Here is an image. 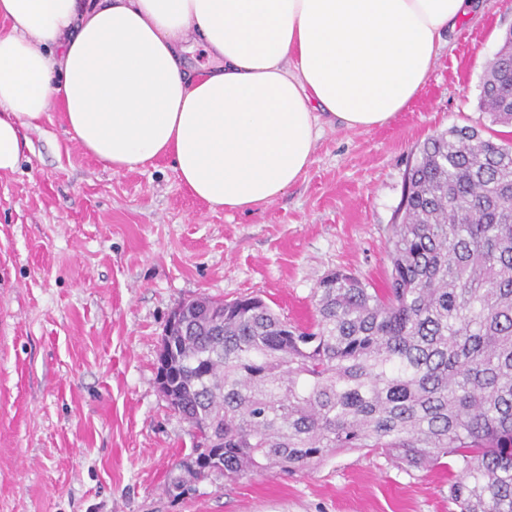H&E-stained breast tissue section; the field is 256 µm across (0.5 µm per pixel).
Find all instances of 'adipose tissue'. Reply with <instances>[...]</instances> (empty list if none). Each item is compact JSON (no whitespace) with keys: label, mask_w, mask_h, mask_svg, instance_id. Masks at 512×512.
<instances>
[{"label":"adipose tissue","mask_w":512,"mask_h":512,"mask_svg":"<svg viewBox=\"0 0 512 512\" xmlns=\"http://www.w3.org/2000/svg\"><path fill=\"white\" fill-rule=\"evenodd\" d=\"M474 0H0V173L52 103L113 171L169 156L210 208L284 195L325 126L405 110ZM203 47L209 64L191 67Z\"/></svg>","instance_id":"obj_1"}]
</instances>
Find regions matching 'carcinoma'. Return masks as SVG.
<instances>
[{
    "label": "carcinoma",
    "instance_id": "cac0c4a2",
    "mask_svg": "<svg viewBox=\"0 0 512 512\" xmlns=\"http://www.w3.org/2000/svg\"><path fill=\"white\" fill-rule=\"evenodd\" d=\"M480 108L512 125V29ZM374 288L335 271L292 325L261 298L183 303L163 337L169 403L198 477L292 474L343 448L413 468L454 458L459 512H512V141L452 126L424 142ZM224 309L216 332L204 306Z\"/></svg>",
    "mask_w": 512,
    "mask_h": 512
}]
</instances>
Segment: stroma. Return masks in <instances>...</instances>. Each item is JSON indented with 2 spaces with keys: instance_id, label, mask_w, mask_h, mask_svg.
Returning a JSON list of instances; mask_svg holds the SVG:
<instances>
[{
  "instance_id": "obj_1",
  "label": "stroma",
  "mask_w": 512,
  "mask_h": 512,
  "mask_svg": "<svg viewBox=\"0 0 512 512\" xmlns=\"http://www.w3.org/2000/svg\"><path fill=\"white\" fill-rule=\"evenodd\" d=\"M512 0L456 27L411 105L366 130L325 128L306 174L275 202L210 208L171 158L112 171L59 108L0 173V512H457L448 468L350 449L285 475L170 484L193 431L157 382L168 320L197 297H261L305 324L340 269L385 285L407 169L436 132L512 138L479 107Z\"/></svg>"
}]
</instances>
